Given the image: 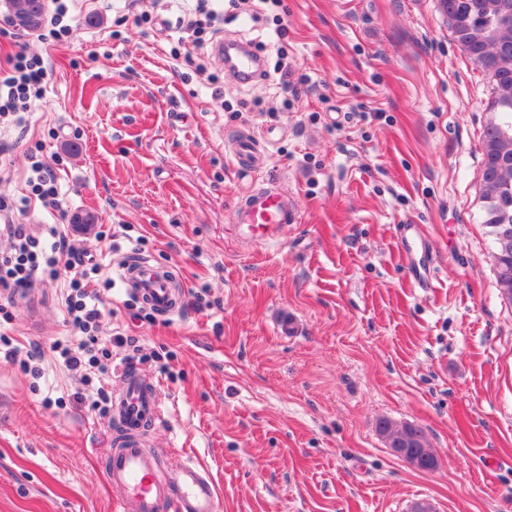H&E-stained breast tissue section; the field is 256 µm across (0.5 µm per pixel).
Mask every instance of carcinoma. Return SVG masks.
<instances>
[{"instance_id": "1", "label": "carcinoma", "mask_w": 512, "mask_h": 512, "mask_svg": "<svg viewBox=\"0 0 512 512\" xmlns=\"http://www.w3.org/2000/svg\"><path fill=\"white\" fill-rule=\"evenodd\" d=\"M5 6L20 28L41 27L42 0H5ZM439 6L453 39L490 85L481 136L483 224L492 237L497 288L512 303V0H439ZM378 431L407 459L427 447L424 431L413 424L383 418Z\"/></svg>"}]
</instances>
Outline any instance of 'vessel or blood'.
<instances>
[{
    "label": "vessel or blood",
    "mask_w": 512,
    "mask_h": 512,
    "mask_svg": "<svg viewBox=\"0 0 512 512\" xmlns=\"http://www.w3.org/2000/svg\"><path fill=\"white\" fill-rule=\"evenodd\" d=\"M273 142L271 132L245 133L233 144L236 157L248 160V172L264 164L265 148ZM298 219L288 196L278 190L247 188L235 210V230L242 242L268 244ZM122 279L137 297L159 315L177 311L172 278L144 260H130L122 267ZM123 432L109 451L106 479L119 496L121 512H218L215 484L207 471L184 463L170 472L162 465V452L148 449L143 437L146 426L159 418L157 386L137 367L129 366L112 391L110 410Z\"/></svg>",
    "instance_id": "1"
}]
</instances>
